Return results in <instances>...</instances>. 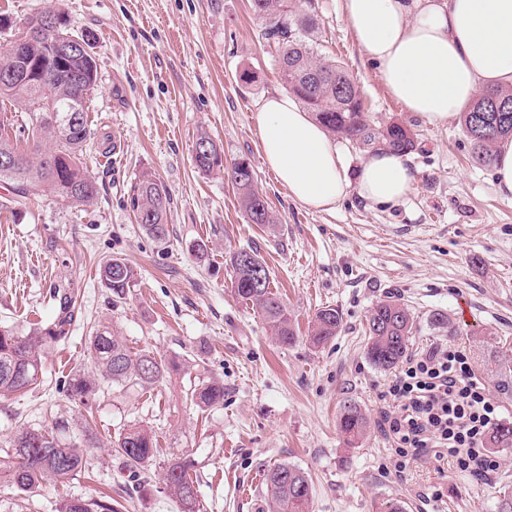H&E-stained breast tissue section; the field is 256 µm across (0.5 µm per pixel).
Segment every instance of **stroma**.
I'll use <instances>...</instances> for the list:
<instances>
[{
	"mask_svg": "<svg viewBox=\"0 0 512 512\" xmlns=\"http://www.w3.org/2000/svg\"><path fill=\"white\" fill-rule=\"evenodd\" d=\"M318 3L323 51L356 78L373 125L399 121L418 136L419 150L406 158L413 190L398 205L377 206L352 192L332 210H312L265 166L256 116L283 85L249 0H0V15L10 20L0 27V46L49 7L93 36L95 136L84 163L99 188L89 208L42 192L0 210V326L26 333L50 324L58 288L73 289L80 308L67 339L48 349L42 384L0 399V446L29 428L56 427L61 438L81 442L64 381L78 369L93 372L86 342L107 326L133 351L177 356L187 366L153 389L98 395L100 438L118 436L132 421L152 428L164 454L194 459L202 512H269L263 476L282 463L309 477V512H384L395 500L404 512H497L499 490L512 489V448L493 449L498 469L487 480L449 463H404L389 448L375 400L394 374L368 358L366 317L379 299L404 303L417 320L411 352L463 350L501 421L512 423V376L502 368L512 355V200L497 193L492 167L472 159L457 122L429 126L389 94L362 56L342 0ZM202 131L223 144L226 161L251 160L275 223H249L227 177L197 172L194 141ZM145 172L173 198L162 246L125 204ZM249 246L288 308L293 346H280L232 291L225 256ZM112 257L137 273L118 302L99 277ZM327 306L340 311L342 329L316 347L310 328ZM437 312L447 315V327L432 324ZM200 378L223 382L222 405L196 409L188 389ZM348 402L368 419L352 447L338 427ZM133 486L105 445L85 476L40 491L26 512H57L63 498L94 494L112 495L125 512H180L162 480L141 502L130 501Z\"/></svg>",
	"mask_w": 512,
	"mask_h": 512,
	"instance_id": "1",
	"label": "stroma"
}]
</instances>
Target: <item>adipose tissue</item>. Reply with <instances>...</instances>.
<instances>
[{
    "label": "adipose tissue",
    "instance_id": "adipose-tissue-1",
    "mask_svg": "<svg viewBox=\"0 0 512 512\" xmlns=\"http://www.w3.org/2000/svg\"><path fill=\"white\" fill-rule=\"evenodd\" d=\"M342 2L390 94L430 126L457 120L481 89L512 87V0ZM257 130L266 165L305 206L326 211L353 190L373 204L394 206L412 188L404 158L385 149L348 179L341 150L289 94L264 99Z\"/></svg>",
    "mask_w": 512,
    "mask_h": 512
}]
</instances>
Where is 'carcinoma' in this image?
Instances as JSON below:
<instances>
[{
  "instance_id": "cac0c4a2",
  "label": "carcinoma",
  "mask_w": 512,
  "mask_h": 512,
  "mask_svg": "<svg viewBox=\"0 0 512 512\" xmlns=\"http://www.w3.org/2000/svg\"><path fill=\"white\" fill-rule=\"evenodd\" d=\"M253 14L264 25V36L278 53L285 89L301 103L329 134L344 138L362 148L385 147L407 156L416 150L417 134L402 122L391 121L378 129L367 117V106L360 86L347 69L335 59L320 53L321 29L316 0H250ZM39 16H52L59 27L52 35L30 42L27 56L33 61L52 58L51 76L44 82L16 76L9 82L0 80V101L12 105H30L43 113L31 136L11 134L13 116L0 110V155L9 153L16 162L0 168V184L8 185L16 196L25 197L37 190H49L65 201L80 207L94 205L97 184L83 170L84 147L94 135L88 120V101L97 83V64L90 36L67 28L58 11L44 10ZM67 39L84 46L72 56L52 55L51 41ZM75 104L79 121L61 130L50 120V110H62ZM473 159L489 165L497 143L512 138V89L482 90L474 102L461 113ZM194 148L195 166L203 175L227 171L237 190L240 207L253 224H272L274 218L266 197L257 187L252 165L247 170H229L224 165V148L205 132L198 134ZM172 196L161 180L146 174L127 191L126 205L136 223L157 244L168 240V213ZM231 284L234 294L250 303L266 321L272 335L282 346L295 342V332L288 309L270 287V272L253 249H236L229 253ZM101 280L112 296H127L136 273L120 257L106 260L100 269ZM57 314L52 323L36 327L27 334L0 329V397L27 392L41 383L43 356L60 342L78 316L74 294L66 288L56 292ZM414 316L409 309L391 297L378 300L367 316L368 357L380 369L390 370L406 357ZM342 327V316L335 308L319 310L312 322L310 341L315 346L334 339ZM87 352L95 374L81 370L70 373L66 391L70 400L83 408L82 435L99 445L92 421V402L103 386L118 389H153L167 375L178 370V362L147 351L133 352L109 327L89 337ZM192 403L205 411L224 403V384L208 379L191 392ZM367 421L361 409L348 404L343 407L339 428L347 444L353 446L364 435ZM123 466L136 478L139 491L151 486L148 466L159 456L156 436L148 428L134 423L111 444ZM489 448L512 447V424L495 428L487 441ZM91 446L65 444L53 430L24 429L0 454V476L17 492L31 498L46 484L61 486L81 477L85 472ZM194 463L177 454L167 459L163 483L168 493L181 506L182 512H198L197 489L190 476ZM265 489L271 512H306L312 498V485L300 469L279 464L265 475ZM60 512H117L112 496L71 497L63 500Z\"/></svg>"
}]
</instances>
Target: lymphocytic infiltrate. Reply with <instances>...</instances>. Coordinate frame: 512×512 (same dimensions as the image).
Instances as JSON below:
<instances>
[{
    "instance_id": "lymphocytic-infiltrate-1",
    "label": "lymphocytic infiltrate",
    "mask_w": 512,
    "mask_h": 512,
    "mask_svg": "<svg viewBox=\"0 0 512 512\" xmlns=\"http://www.w3.org/2000/svg\"><path fill=\"white\" fill-rule=\"evenodd\" d=\"M376 405L399 457L449 460L480 478L497 470L486 437L499 409L462 350L447 346L407 356Z\"/></svg>"
}]
</instances>
